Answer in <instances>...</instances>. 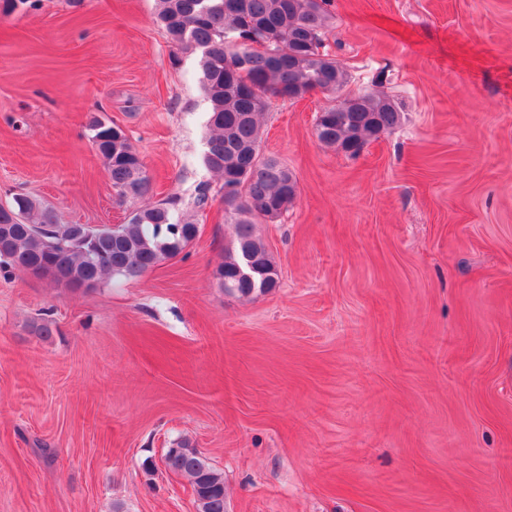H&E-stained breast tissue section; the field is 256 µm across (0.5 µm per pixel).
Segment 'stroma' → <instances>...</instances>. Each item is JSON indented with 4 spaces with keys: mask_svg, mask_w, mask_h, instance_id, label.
<instances>
[{
    "mask_svg": "<svg viewBox=\"0 0 512 512\" xmlns=\"http://www.w3.org/2000/svg\"><path fill=\"white\" fill-rule=\"evenodd\" d=\"M155 10L0 16V203L126 222L93 116L156 199L211 185L193 244L139 278L0 270V512H196L161 468L182 439L223 472L226 512H512V0H330L349 90L402 123L353 158L315 136L327 96L272 103L262 152L299 195L257 224L278 284L248 297L216 275L235 239L199 55L171 64Z\"/></svg>",
    "mask_w": 512,
    "mask_h": 512,
    "instance_id": "35a3bbf8",
    "label": "stroma"
}]
</instances>
